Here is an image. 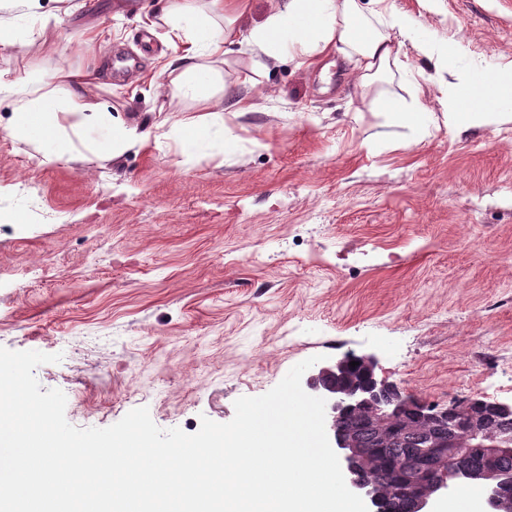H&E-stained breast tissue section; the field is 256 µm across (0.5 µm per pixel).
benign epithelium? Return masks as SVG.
Instances as JSON below:
<instances>
[{
	"instance_id": "obj_1",
	"label": "benign epithelium",
	"mask_w": 512,
	"mask_h": 512,
	"mask_svg": "<svg viewBox=\"0 0 512 512\" xmlns=\"http://www.w3.org/2000/svg\"><path fill=\"white\" fill-rule=\"evenodd\" d=\"M358 363V377L348 378L350 362ZM376 359L371 355L344 356L317 367L306 380L309 389L326 400L330 444L337 451L348 488L365 502L368 512H383L387 489L365 474L377 471L382 462L385 432L394 420L428 422L436 429L429 448H409L401 456L405 478L411 486L410 512H433L441 498L457 492L467 483L486 486L487 498L479 512H512V474L499 470L497 458L512 455V434L499 432L483 414L472 410L476 400L451 408L424 406L375 377ZM469 418L461 425L454 419L460 411ZM360 411L368 413L374 445L365 447L353 431H344L337 421ZM478 450L484 463H471L472 450Z\"/></svg>"
}]
</instances>
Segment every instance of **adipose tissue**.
Segmentation results:
<instances>
[{"label": "adipose tissue", "mask_w": 512, "mask_h": 512, "mask_svg": "<svg viewBox=\"0 0 512 512\" xmlns=\"http://www.w3.org/2000/svg\"><path fill=\"white\" fill-rule=\"evenodd\" d=\"M211 11H197L187 0L168 8L162 17L166 38L180 49L184 66L172 80L156 85L157 95L193 100L211 96V80L217 64L224 61V47L246 44L249 52L264 64H276L284 56L295 55L308 62L335 54L348 66L359 84H368L399 59L401 40L414 31L407 14L395 11L389 0H267L262 23L247 25L250 0H210ZM224 19L215 25L214 16ZM32 92L14 113L8 132L14 137L35 138L37 132H58V154L75 148L91 123L108 124L111 137L94 144L93 152L118 158L134 142L148 138L149 132L137 123H112L100 112L87 92L59 95L50 83L32 79ZM477 111L487 115L512 114V84L487 74L469 85ZM66 114L67 132H59L58 114Z\"/></svg>", "instance_id": "adipose-tissue-1"}]
</instances>
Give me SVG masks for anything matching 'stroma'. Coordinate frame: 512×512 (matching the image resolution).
I'll use <instances>...</instances> for the list:
<instances>
[{"mask_svg":"<svg viewBox=\"0 0 512 512\" xmlns=\"http://www.w3.org/2000/svg\"><path fill=\"white\" fill-rule=\"evenodd\" d=\"M391 2L440 52L462 43L458 75L512 66V0ZM170 3L0 0V82L17 88L0 96V347L61 354L36 377L79 428L145 407L192 434L314 355L375 356L377 379L426 406L511 405L512 121H448L463 92L409 42L365 87L332 56L262 71L235 46L215 101L155 97L177 53L147 21ZM62 67L94 72L102 111L149 140L39 163L53 139L6 128L30 75ZM424 73L414 133L382 107ZM241 98L250 111H230ZM220 104L208 140L165 137Z\"/></svg>","mask_w":512,"mask_h":512,"instance_id":"35a3bbf8","label":"stroma"}]
</instances>
